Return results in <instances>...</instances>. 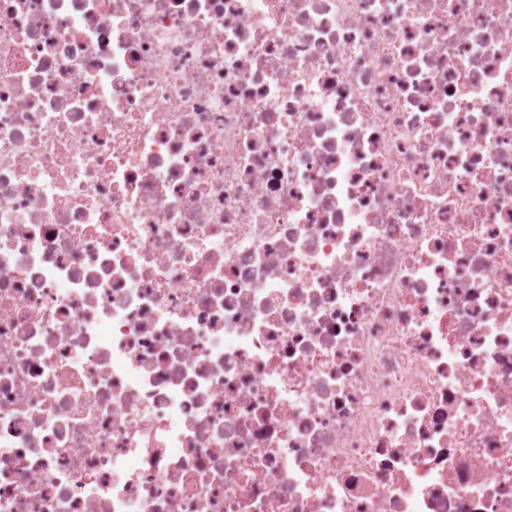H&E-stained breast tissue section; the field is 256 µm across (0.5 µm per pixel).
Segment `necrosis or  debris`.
Listing matches in <instances>:
<instances>
[{"mask_svg":"<svg viewBox=\"0 0 512 512\" xmlns=\"http://www.w3.org/2000/svg\"><path fill=\"white\" fill-rule=\"evenodd\" d=\"M0 512H512V0H0Z\"/></svg>","mask_w":512,"mask_h":512,"instance_id":"4bbe7bcc","label":"necrosis or debris"}]
</instances>
